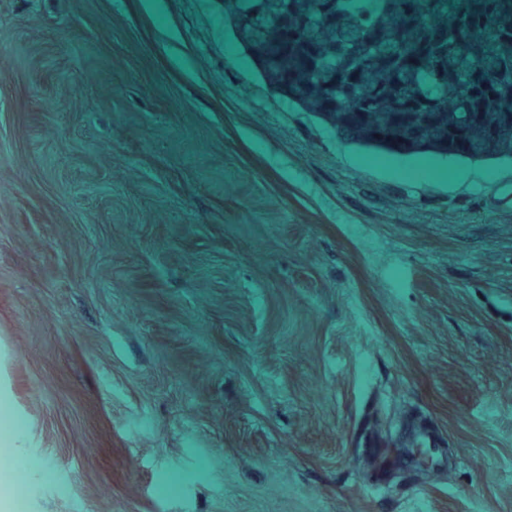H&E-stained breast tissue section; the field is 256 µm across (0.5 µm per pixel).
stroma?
<instances>
[{
    "mask_svg": "<svg viewBox=\"0 0 512 512\" xmlns=\"http://www.w3.org/2000/svg\"><path fill=\"white\" fill-rule=\"evenodd\" d=\"M279 100L224 0H0V512H512V141ZM410 443L414 449L415 456H425L429 464L434 467H441L446 462V452L435 440L431 432V427L427 426L426 430L416 432L410 439Z\"/></svg>",
    "mask_w": 512,
    "mask_h": 512,
    "instance_id": "obj_1",
    "label": "stroma"
}]
</instances>
